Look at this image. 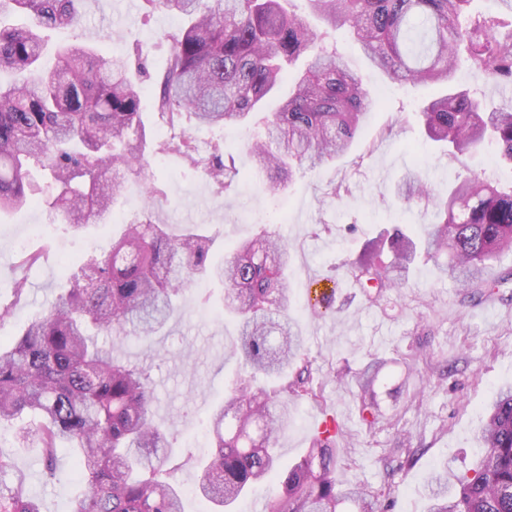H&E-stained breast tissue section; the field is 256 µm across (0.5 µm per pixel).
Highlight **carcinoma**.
Instances as JSON below:
<instances>
[{"label":"carcinoma","instance_id":"cac0c4a2","mask_svg":"<svg viewBox=\"0 0 512 512\" xmlns=\"http://www.w3.org/2000/svg\"><path fill=\"white\" fill-rule=\"evenodd\" d=\"M512 0H488L480 18L464 19L471 0H306L326 29H313L286 8L288 0H142L182 20L173 36L156 96L157 121L173 131L153 154L175 155L209 174L228 191L238 170L219 154L202 156L189 129L219 133L255 124L262 133L247 149L266 189L287 188L293 173L317 170L344 154L378 109L335 48L328 30L346 28L371 63L390 80L413 86L444 84L447 93L420 112L426 136L458 159L482 144L512 164V112L487 109L455 87L460 51L488 82L512 83V29L497 30V12ZM82 0H0V212L18 210L40 195L53 223L72 232L106 224L129 175L148 164L143 139L144 89L127 59L74 39L58 48L54 66L41 65L44 31H76ZM308 58L274 112L264 111L288 69ZM37 165L49 173L29 179ZM406 204L429 197L419 169L395 185ZM143 215L126 222L109 248L79 259L56 299L8 345L0 346V425L38 416L19 437L42 445L44 476L57 473L61 442L70 445L85 490L69 512H182L181 492L167 478V438L154 418V391L142 369L120 363L98 345L96 333L151 336L165 327L178 297L200 280L224 284V313L237 321L231 355L241 364L224 403L208 418L213 452L199 466V494L232 512L255 486L276 494L264 512H382L379 495L358 482L336 479L334 434L313 436L306 454L280 463L279 433L288 403L319 401L321 383L308 369L304 338L289 314L288 242L262 229L218 262L208 261L211 239L198 227L173 234L151 219L156 190L144 186ZM435 221L424 237L401 230L381 235L350 263L353 279L374 290L373 301L402 288L418 255L433 260L441 277L479 297L512 279L486 277L487 263L512 252V189L464 178L432 200ZM387 365L370 363L358 381L359 417L371 430L381 421L376 384ZM291 379L255 389L256 373ZM476 440L481 448L470 473L446 466L427 481L428 512H512V383L494 390ZM0 512H42L26 492V476L0 455Z\"/></svg>","mask_w":512,"mask_h":512}]
</instances>
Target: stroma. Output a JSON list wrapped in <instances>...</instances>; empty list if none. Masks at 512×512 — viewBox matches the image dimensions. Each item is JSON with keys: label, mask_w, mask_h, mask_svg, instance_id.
Segmentation results:
<instances>
[{"label": "stroma", "mask_w": 512, "mask_h": 512, "mask_svg": "<svg viewBox=\"0 0 512 512\" xmlns=\"http://www.w3.org/2000/svg\"><path fill=\"white\" fill-rule=\"evenodd\" d=\"M82 7L92 44L126 57L138 69L147 92L145 138L158 140L162 132L151 118V96L178 20L162 11H125L122 0H84ZM331 40L380 100L357 143L336 164L295 172L287 191L270 195L252 174L248 129L232 128L224 133V151L241 171L232 191L218 192L204 173L189 172L182 159L169 158L130 178L115 209L130 218L139 215L141 186L153 184L161 191L153 219L175 234L189 224L205 225L216 238L210 253L215 261L259 233L267 213L287 212V223L275 230L291 249L290 311L305 338L312 371L323 384V398L293 405L277 443L281 461L296 462L324 416H335L346 433L339 444L338 480H356L380 493L385 512H428L425 484L432 469L445 464L461 472L472 465L483 407L495 387L512 383V283L498 289L494 299L479 300L441 279L433 261L422 257L407 287L374 304L354 286L349 264L383 229L399 224L419 234L433 221L425 202L407 207L394 201L395 184L406 168L422 167L427 188L443 196L464 176L510 186L512 166L489 149L450 159L446 148L425 135L418 116L422 103L441 94L442 86L390 82L344 32ZM456 82L477 91L487 107L512 110V84L484 82L463 62ZM336 187L342 193L334 198L330 192ZM322 224L331 225L332 233L319 232ZM123 231L116 223L67 231L39 202L0 213V305L12 308L0 321V344L10 343L56 297L65 268L87 255V241L104 247ZM29 253L39 254V261L21 266ZM19 278L26 287L18 297L14 282ZM223 297V284L198 282L185 291L163 335L128 336L118 344L110 336L102 338L124 363L150 376L184 512H212L196 491V462L209 452L207 417L223 403L240 371L228 356L234 323L224 315ZM375 357L391 364L378 390L383 420L369 431L359 418L355 375ZM16 434V425L0 426V455L26 474L27 490L42 512H67L82 489L70 453L59 450L57 477L47 480L39 448L20 442Z\"/></svg>", "instance_id": "1"}]
</instances>
